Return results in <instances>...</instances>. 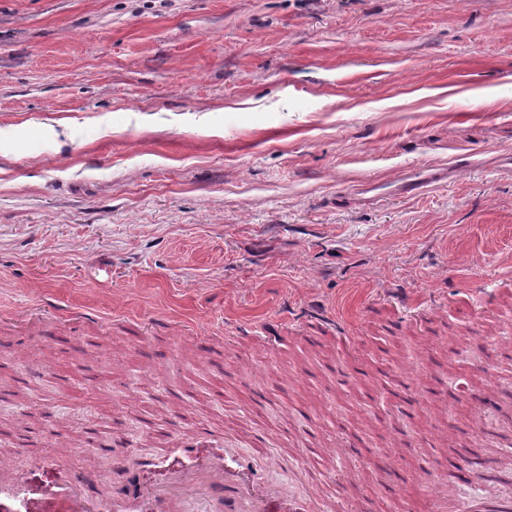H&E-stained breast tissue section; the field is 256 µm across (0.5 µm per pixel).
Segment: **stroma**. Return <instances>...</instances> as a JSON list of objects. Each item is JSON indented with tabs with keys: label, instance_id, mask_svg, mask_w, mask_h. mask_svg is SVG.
Here are the masks:
<instances>
[{
	"label": "stroma",
	"instance_id": "35a3bbf8",
	"mask_svg": "<svg viewBox=\"0 0 512 512\" xmlns=\"http://www.w3.org/2000/svg\"><path fill=\"white\" fill-rule=\"evenodd\" d=\"M509 328L512 0H0V460L34 493L228 512L206 426L315 512L481 497L448 460L512 484ZM85 483L76 477H68L56 486L51 495L66 504L67 512H90L84 501L79 498L77 490Z\"/></svg>",
	"mask_w": 512,
	"mask_h": 512
}]
</instances>
